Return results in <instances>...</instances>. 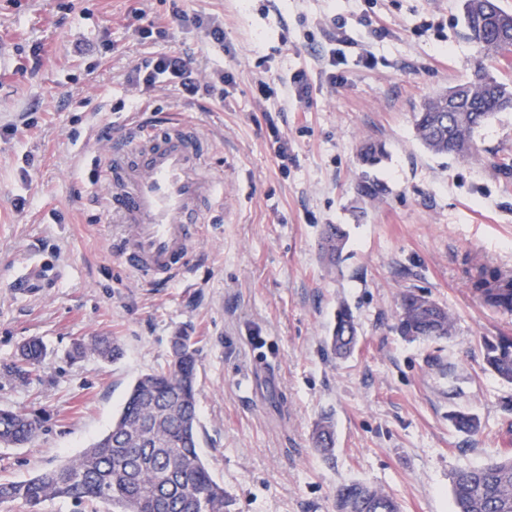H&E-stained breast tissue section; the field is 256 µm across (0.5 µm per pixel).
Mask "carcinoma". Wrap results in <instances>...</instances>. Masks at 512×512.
I'll use <instances>...</instances> for the list:
<instances>
[{
  "instance_id": "1",
  "label": "carcinoma",
  "mask_w": 512,
  "mask_h": 512,
  "mask_svg": "<svg viewBox=\"0 0 512 512\" xmlns=\"http://www.w3.org/2000/svg\"><path fill=\"white\" fill-rule=\"evenodd\" d=\"M489 0H462L467 37L477 56L473 78L464 83L466 101L457 112L447 111L446 94L431 99L414 115L417 138L434 154L467 157L474 150L473 135L491 117L512 110V86L489 73L485 61L503 54L500 30L485 15ZM386 158L384 145L366 141L357 154L353 212L363 218L367 206L384 197L387 185L376 175ZM347 239L339 224H325L321 252L336 265ZM472 294L485 306L512 313V272L485 263L473 265ZM452 317L439 303L407 292L401 298L394 330L408 339H439L452 334ZM197 339L186 331L170 337V359L141 375L129 389L109 430L78 456L61 465L19 479H0V506L22 503L27 512H41L47 501L99 502L118 512H227L224 486L212 476L201 457L198 440L196 388ZM357 344V327L350 309L342 305L329 337L331 354L349 356ZM78 358L94 356L115 361L121 345L115 337L93 335L73 343ZM45 357L42 341L33 338L18 346L17 363L0 378L27 383ZM483 366L512 383V337L484 344ZM467 434L480 430L479 419L467 412L451 417ZM41 429L37 416L21 409L0 407V444L20 448ZM312 440L324 455L335 445L329 417L315 423ZM453 512H512V458L461 469L452 477ZM336 512H401L398 501L366 484L353 482L336 491Z\"/></svg>"
}]
</instances>
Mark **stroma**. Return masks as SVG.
Instances as JSON below:
<instances>
[{"instance_id":"stroma-1","label":"stroma","mask_w":512,"mask_h":512,"mask_svg":"<svg viewBox=\"0 0 512 512\" xmlns=\"http://www.w3.org/2000/svg\"><path fill=\"white\" fill-rule=\"evenodd\" d=\"M137 8L169 22L156 52H187L234 80L220 109L170 92L144 97L143 112L197 124L227 200L191 273L155 287L115 255L107 189L89 172L108 151L96 129L126 118L114 106L144 52ZM175 8L223 17V45L171 18ZM109 42L113 53L100 55ZM0 49V128H17L0 137V368L29 337L48 349L39 380L0 384V406L42 421L32 445L0 446V479L87 448L184 327L199 338L200 451L229 512H335L336 490L351 481L389 493L401 512H452L456 470L512 456V384L482 368L484 341L512 337V314L467 287L475 261L512 269V112L475 132L468 158L432 154L414 134L423 104L472 75L461 0H0ZM299 73L306 106L285 93ZM367 139L385 145L378 175L390 192L359 221L350 205ZM23 188L32 204L20 212L12 200ZM326 224L348 231L335 267L320 256ZM33 264L49 279L17 293L15 275ZM408 291L444 306L453 334L399 336ZM343 304L358 344L338 359L326 340ZM92 334L117 337L123 356L72 361L73 342ZM458 411L478 416V433L455 428ZM325 415L336 429L327 460L311 442Z\"/></svg>"}]
</instances>
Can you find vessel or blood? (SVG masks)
<instances>
[{
    "label": "vessel or blood",
    "mask_w": 512,
    "mask_h": 512,
    "mask_svg": "<svg viewBox=\"0 0 512 512\" xmlns=\"http://www.w3.org/2000/svg\"><path fill=\"white\" fill-rule=\"evenodd\" d=\"M208 141L192 121L134 126L113 141L101 170L108 189L114 242L126 269L162 285L175 280L203 224L219 207L206 172Z\"/></svg>",
    "instance_id": "obj_1"
}]
</instances>
